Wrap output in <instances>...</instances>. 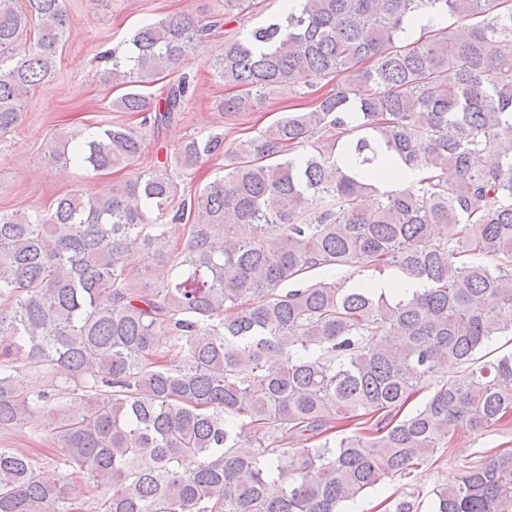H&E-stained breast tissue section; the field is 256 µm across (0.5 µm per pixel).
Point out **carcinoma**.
<instances>
[{"instance_id": "obj_1", "label": "carcinoma", "mask_w": 512, "mask_h": 512, "mask_svg": "<svg viewBox=\"0 0 512 512\" xmlns=\"http://www.w3.org/2000/svg\"><path fill=\"white\" fill-rule=\"evenodd\" d=\"M25 2L0 0V131L54 73L68 22L63 0ZM422 12L467 22V36L404 37ZM224 19L168 15L102 52L130 88L118 111L172 121L186 77L157 99L138 87L188 63ZM214 66L233 90L227 114L280 89L305 107L224 149V176L193 197L177 171L218 137L97 196L0 211V431L38 422L68 479L0 448V512H340L456 428L512 420V352L481 355L512 335V0H302L228 36ZM142 153L139 131L116 122L51 157L102 171ZM398 163L422 176L378 192ZM168 216L184 224L179 246ZM144 254L174 280L141 284ZM386 269L423 288L351 283ZM20 368L44 388L16 380ZM78 482L88 509L70 496ZM432 505L512 512V450L465 460Z\"/></svg>"}]
</instances>
